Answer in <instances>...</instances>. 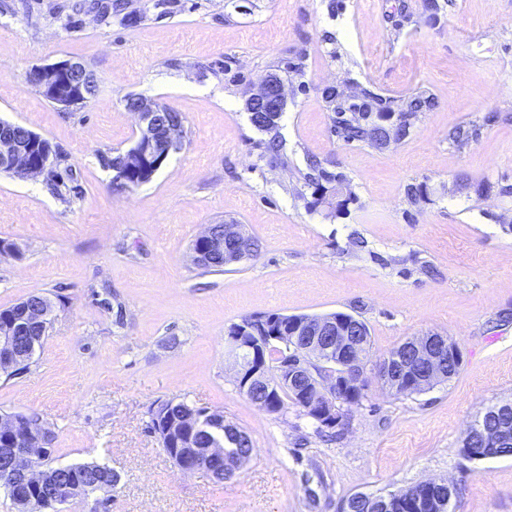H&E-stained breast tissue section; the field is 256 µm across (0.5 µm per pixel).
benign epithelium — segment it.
<instances>
[{"mask_svg": "<svg viewBox=\"0 0 512 512\" xmlns=\"http://www.w3.org/2000/svg\"><path fill=\"white\" fill-rule=\"evenodd\" d=\"M88 70L78 61L64 60L35 68L30 79L66 107L74 97L73 90L83 89ZM253 101L265 112H277L285 102L282 83L269 77ZM130 111L138 116L140 135L133 145L135 159L145 168L159 170L170 154L178 149L176 132L179 124L159 126L160 108L134 101ZM12 123H0V166H11L29 175H41L52 165L55 148L32 130H26L22 141L9 136ZM208 249L194 254L195 261L208 260L212 252H224V265L238 263L253 255L250 239L239 224L224 225L220 236L208 227L201 235ZM52 317L45 299L38 297L22 305L20 319L0 334V371H10L32 358L44 339ZM228 342L235 353L236 381L242 394L254 399L266 411L269 400L284 387L289 388L300 408L318 424L327 428L343 425V406H354L365 397L367 385L366 338L361 320L339 317L335 314L290 316L283 321L273 317L250 316L241 320L228 332ZM277 343L285 347L286 355L279 368L271 373L267 368L265 350ZM463 354L450 338L428 332L408 340L396 355L383 359L377 365V377L383 389L396 394L425 391L454 376L461 366ZM0 433L8 438V447L1 449L9 465L0 475V481L20 496L21 489L29 495L26 501L37 499L35 492L43 485L44 470L37 465L47 451L49 439L43 428L27 419L19 421L12 416L0 417ZM507 428L490 431L482 420H476L467 432L469 444L480 443V448H499L508 442ZM174 452L191 458L178 465L184 473L199 470L213 471L233 459L223 448H205L198 451L189 444ZM446 482L427 481L407 493L397 494L377 504V512H397L403 503H412L418 512H437L441 508ZM93 494L80 485L60 489L55 510L73 498Z\"/></svg>", "mask_w": 512, "mask_h": 512, "instance_id": "1", "label": "benign epithelium"}]
</instances>
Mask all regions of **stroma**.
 Masks as SVG:
<instances>
[{
  "label": "stroma",
  "mask_w": 512,
  "mask_h": 512,
  "mask_svg": "<svg viewBox=\"0 0 512 512\" xmlns=\"http://www.w3.org/2000/svg\"><path fill=\"white\" fill-rule=\"evenodd\" d=\"M74 2L0 0V119L64 151L80 188L67 205L42 177L0 174V239L22 252L0 255V309L36 293L55 305L29 371L0 374V415H37L54 464L117 472L110 512H340L353 494L429 479L454 485L455 512H512V457L461 451L467 427L512 400V0H439L434 18L423 0H124L106 16ZM302 50V70L289 69ZM61 60L97 84L67 110L28 77ZM271 75L284 86V164L246 107ZM327 86L425 90L435 105L377 151L332 133ZM131 96L182 115L181 148L118 190L99 156L136 140ZM462 125L478 134L458 147L449 134ZM311 157L347 178L345 207L315 203ZM411 184L425 190L415 205ZM225 223L259 248L205 271L192 244ZM272 312L360 318L371 366L431 331L464 362L420 394L370 380L332 432L239 392L228 331ZM169 400L249 435L234 476L177 469L150 428Z\"/></svg>",
  "instance_id": "stroma-1"
}]
</instances>
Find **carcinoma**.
I'll use <instances>...</instances> for the list:
<instances>
[{
	"label": "carcinoma",
	"instance_id": "cac0c4a2",
	"mask_svg": "<svg viewBox=\"0 0 512 512\" xmlns=\"http://www.w3.org/2000/svg\"><path fill=\"white\" fill-rule=\"evenodd\" d=\"M323 98L332 116V131L340 140L352 144H365L374 149H382L380 135L382 122L391 118L396 119L397 126L403 133L397 135L406 137L418 114L431 109L434 98L425 91H418L406 99L382 97L372 90L362 87L357 96L346 98L336 88L323 91ZM281 113L270 115L267 112L253 113L252 124L258 130L270 133L277 127ZM66 156L59 150L55 151L53 165L45 172V184L52 195L64 203H69L78 192L65 181L60 166L65 163ZM102 165L115 172L114 184L118 189L130 186L133 181L148 182L154 175L151 170L129 172L130 153L125 150L100 155ZM308 169L304 175L305 183L319 191L323 189L322 182H336V195L343 194L344 179L340 175L328 172L314 157L308 159ZM187 415L196 417L201 429L193 435V442L200 448H225L234 454H243L251 448V440H238L240 430L223 423V414L219 411L210 412L204 408H194L185 402L166 401L151 409V429L157 430V424L172 417L183 418ZM41 465L48 471L47 484L44 493L49 495L55 487L68 484L104 487L112 485V470L96 463H82L72 466V470L63 471L52 466L50 459L45 458Z\"/></svg>",
	"mask_w": 512,
	"mask_h": 512
}]
</instances>
